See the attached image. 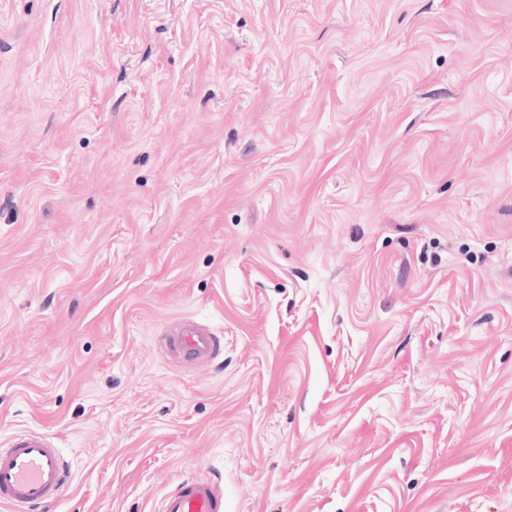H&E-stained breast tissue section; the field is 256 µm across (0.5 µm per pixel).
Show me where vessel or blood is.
I'll return each mask as SVG.
<instances>
[{
  "mask_svg": "<svg viewBox=\"0 0 512 512\" xmlns=\"http://www.w3.org/2000/svg\"><path fill=\"white\" fill-rule=\"evenodd\" d=\"M158 350L183 366L206 365L221 351L222 338L192 317L165 323ZM69 482V467L52 436L32 430L13 433L0 447V504L11 512H36L58 501ZM224 492L212 479H188L167 494L160 512H225Z\"/></svg>",
  "mask_w": 512,
  "mask_h": 512,
  "instance_id": "b4317fda",
  "label": "vessel or blood"
}]
</instances>
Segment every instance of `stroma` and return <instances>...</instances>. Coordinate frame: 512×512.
Masks as SVG:
<instances>
[{
  "instance_id": "obj_1",
  "label": "stroma",
  "mask_w": 512,
  "mask_h": 512,
  "mask_svg": "<svg viewBox=\"0 0 512 512\" xmlns=\"http://www.w3.org/2000/svg\"><path fill=\"white\" fill-rule=\"evenodd\" d=\"M22 429L51 512H512V0H0ZM223 337L212 327L193 317H179L165 323L157 332V349L182 366L207 365L221 351ZM227 507L220 482L188 479L179 483L161 502L160 512H224Z\"/></svg>"
}]
</instances>
